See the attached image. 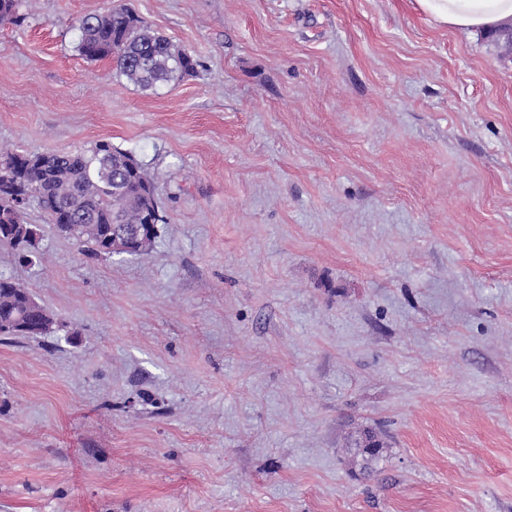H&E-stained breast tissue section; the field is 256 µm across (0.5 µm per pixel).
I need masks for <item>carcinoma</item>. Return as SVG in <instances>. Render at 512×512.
Listing matches in <instances>:
<instances>
[{"label":"carcinoma","instance_id":"obj_1","mask_svg":"<svg viewBox=\"0 0 512 512\" xmlns=\"http://www.w3.org/2000/svg\"><path fill=\"white\" fill-rule=\"evenodd\" d=\"M78 51L88 60L110 59L116 75L124 76L143 88L167 85L194 72L192 56L176 48L165 37L152 32L136 15L124 9H111L78 20ZM108 154L116 175L103 166L99 156ZM15 169L10 188L0 182V245L29 257L38 244V233L15 241L8 237L7 223L24 220L25 210L41 207L48 223L62 232L69 224H87L88 232L77 243L96 257H112L107 242L112 236L116 214L122 212L127 223L137 221L140 207L146 204L142 182L146 179L135 158L108 142L74 153L63 160L44 153H17L9 156ZM49 188L63 196V205L41 201L40 191ZM34 317L31 294L12 276L0 273V335L21 336L19 326Z\"/></svg>","mask_w":512,"mask_h":512}]
</instances>
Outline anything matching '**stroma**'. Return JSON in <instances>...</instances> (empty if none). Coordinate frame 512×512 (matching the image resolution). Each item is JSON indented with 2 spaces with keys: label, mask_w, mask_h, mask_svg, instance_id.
Wrapping results in <instances>:
<instances>
[{
  "label": "stroma",
  "mask_w": 512,
  "mask_h": 512,
  "mask_svg": "<svg viewBox=\"0 0 512 512\" xmlns=\"http://www.w3.org/2000/svg\"><path fill=\"white\" fill-rule=\"evenodd\" d=\"M122 5L196 60L77 50ZM0 151L132 154L152 249L38 207L0 339V512H512V56L414 0H22ZM382 448L364 463L357 441ZM31 294L12 276L0 273V335L27 337L18 330L20 324L29 323Z\"/></svg>",
  "instance_id": "obj_1"
}]
</instances>
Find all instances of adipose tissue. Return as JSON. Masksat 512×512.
<instances>
[{
  "instance_id": "1",
  "label": "adipose tissue",
  "mask_w": 512,
  "mask_h": 512,
  "mask_svg": "<svg viewBox=\"0 0 512 512\" xmlns=\"http://www.w3.org/2000/svg\"><path fill=\"white\" fill-rule=\"evenodd\" d=\"M435 24L460 30H490L512 20V0H416Z\"/></svg>"
}]
</instances>
